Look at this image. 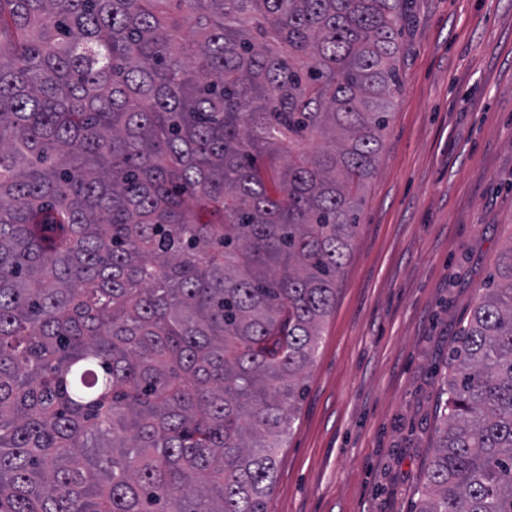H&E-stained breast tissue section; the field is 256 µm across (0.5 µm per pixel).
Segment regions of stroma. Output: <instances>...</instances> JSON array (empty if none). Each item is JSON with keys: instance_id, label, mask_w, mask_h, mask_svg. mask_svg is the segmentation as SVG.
<instances>
[{"instance_id": "35a3bbf8", "label": "stroma", "mask_w": 512, "mask_h": 512, "mask_svg": "<svg viewBox=\"0 0 512 512\" xmlns=\"http://www.w3.org/2000/svg\"><path fill=\"white\" fill-rule=\"evenodd\" d=\"M399 101L268 512H415L443 374L512 236V0H410Z\"/></svg>"}]
</instances>
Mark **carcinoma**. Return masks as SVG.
Listing matches in <instances>:
<instances>
[{
  "label": "carcinoma",
  "mask_w": 512,
  "mask_h": 512,
  "mask_svg": "<svg viewBox=\"0 0 512 512\" xmlns=\"http://www.w3.org/2000/svg\"><path fill=\"white\" fill-rule=\"evenodd\" d=\"M407 0H0V512H267ZM417 512H512V238Z\"/></svg>",
  "instance_id": "1"
}]
</instances>
